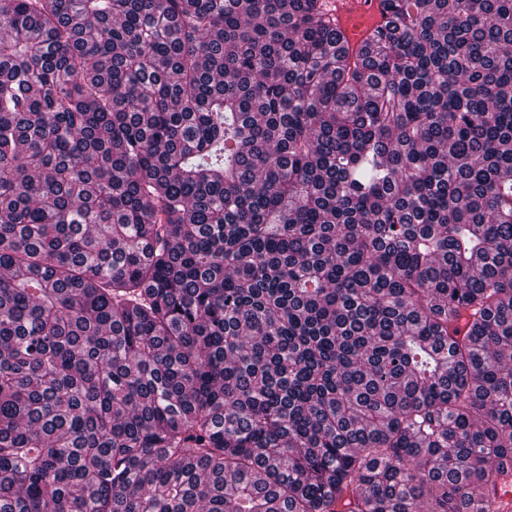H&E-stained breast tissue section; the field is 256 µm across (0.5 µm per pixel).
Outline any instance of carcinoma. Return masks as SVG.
I'll use <instances>...</instances> for the list:
<instances>
[{"label": "carcinoma", "mask_w": 512, "mask_h": 512, "mask_svg": "<svg viewBox=\"0 0 512 512\" xmlns=\"http://www.w3.org/2000/svg\"><path fill=\"white\" fill-rule=\"evenodd\" d=\"M385 2L0 0V512H512V0ZM336 30L339 46L351 59L365 47L376 28L384 26L389 17L384 0H335Z\"/></svg>", "instance_id": "cac0c4a2"}]
</instances>
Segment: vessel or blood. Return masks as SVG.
<instances>
[{
  "label": "vessel or blood",
  "mask_w": 512,
  "mask_h": 512,
  "mask_svg": "<svg viewBox=\"0 0 512 512\" xmlns=\"http://www.w3.org/2000/svg\"><path fill=\"white\" fill-rule=\"evenodd\" d=\"M339 45L348 57H356L371 33L389 17L384 0H334Z\"/></svg>",
  "instance_id": "obj_1"
}]
</instances>
